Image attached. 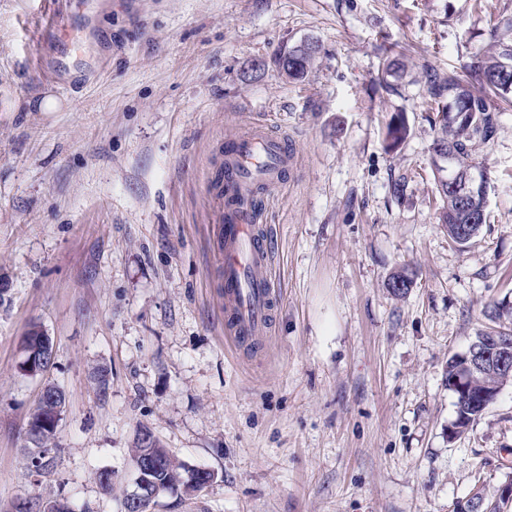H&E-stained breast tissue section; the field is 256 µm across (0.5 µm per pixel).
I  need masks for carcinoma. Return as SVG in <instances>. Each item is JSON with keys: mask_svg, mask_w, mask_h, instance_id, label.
Masks as SVG:
<instances>
[{"mask_svg": "<svg viewBox=\"0 0 512 512\" xmlns=\"http://www.w3.org/2000/svg\"><path fill=\"white\" fill-rule=\"evenodd\" d=\"M303 46L297 50L288 45L280 49L275 58L276 70L287 79L302 80L308 75L321 45L312 38L302 39ZM402 70L400 56L391 49H383L375 84L390 86L389 78ZM428 101L432 110L431 124L436 136L432 144L431 163L437 193L442 205L438 221L448 233V240L464 245L467 240L459 233L461 224H484L487 219V198L473 202L448 183V172L455 173L461 182L467 173L479 168L472 154L471 143L485 141L493 136L498 125L499 114L512 106V18H504L491 32L489 48L473 55L470 63L460 72L450 71L441 76L435 70L424 69ZM407 127L403 119L395 118L387 127L386 139L390 149L398 148L405 140ZM415 284V272L407 266L392 273L387 282L393 295H405ZM65 392L54 385L45 387L40 402L31 415L32 426L28 442L32 445L31 460L35 471L48 465L46 455L54 435L39 430L41 417L59 421L65 407ZM454 425L470 426L483 414L484 408L470 402L455 401ZM137 430L131 446L132 462L150 455L158 467L149 475L152 486L159 491L188 493L186 464L172 454L153 434L149 439L141 438ZM26 512H71L69 505L56 501L44 506L31 498L27 499Z\"/></svg>", "mask_w": 512, "mask_h": 512, "instance_id": "cac0c4a2", "label": "carcinoma"}]
</instances>
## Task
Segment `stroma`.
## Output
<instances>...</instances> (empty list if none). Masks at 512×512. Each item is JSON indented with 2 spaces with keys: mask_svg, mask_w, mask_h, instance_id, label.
Wrapping results in <instances>:
<instances>
[{
  "mask_svg": "<svg viewBox=\"0 0 512 512\" xmlns=\"http://www.w3.org/2000/svg\"><path fill=\"white\" fill-rule=\"evenodd\" d=\"M505 15L512 0H0V512L31 496L121 512L142 426L216 474L151 512H453L494 495L512 477V381L452 440L445 369L512 303V110L473 146L487 221L453 245L423 69L461 70ZM307 37L306 79L249 76ZM383 44L406 70L375 92ZM257 124L295 168L262 207L271 331L239 352L214 184L225 140ZM405 264L416 284L397 297ZM35 327L55 359L27 376ZM49 384L67 400L37 474L26 433ZM414 277L415 272L409 269V267L403 266L392 273L388 279L387 288L391 290L394 296H403L409 291V288H412L415 284Z\"/></svg>",
  "mask_w": 512,
  "mask_h": 512,
  "instance_id": "1",
  "label": "stroma"
}]
</instances>
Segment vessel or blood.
<instances>
[{"instance_id": "vessel-or-blood-1", "label": "vessel or blood", "mask_w": 512, "mask_h": 512, "mask_svg": "<svg viewBox=\"0 0 512 512\" xmlns=\"http://www.w3.org/2000/svg\"><path fill=\"white\" fill-rule=\"evenodd\" d=\"M293 166L287 138L261 124L224 144V180L217 190L224 209L213 234L222 259L224 332L242 350L271 329L277 298L260 207L265 195L285 187Z\"/></svg>"}]
</instances>
